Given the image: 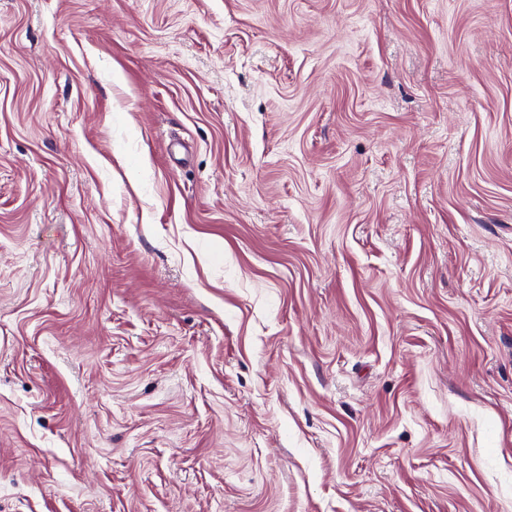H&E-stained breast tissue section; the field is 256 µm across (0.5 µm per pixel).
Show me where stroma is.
Masks as SVG:
<instances>
[{"instance_id":"stroma-1","label":"stroma","mask_w":512,"mask_h":512,"mask_svg":"<svg viewBox=\"0 0 512 512\" xmlns=\"http://www.w3.org/2000/svg\"><path fill=\"white\" fill-rule=\"evenodd\" d=\"M0 512H512V0H0Z\"/></svg>"}]
</instances>
